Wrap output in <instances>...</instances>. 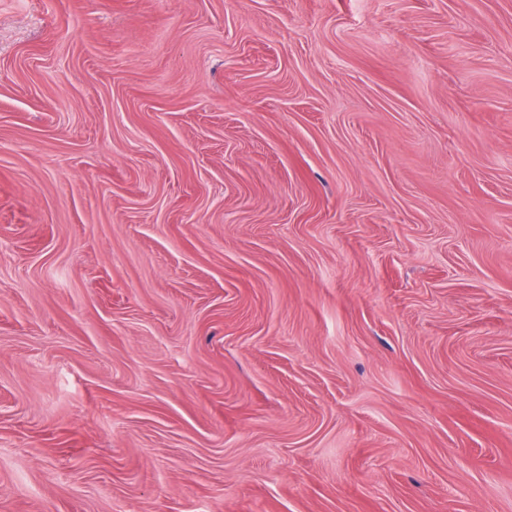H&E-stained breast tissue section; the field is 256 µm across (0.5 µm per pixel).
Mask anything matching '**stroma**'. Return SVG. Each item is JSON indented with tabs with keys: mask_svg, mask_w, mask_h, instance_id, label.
Returning <instances> with one entry per match:
<instances>
[{
	"mask_svg": "<svg viewBox=\"0 0 512 512\" xmlns=\"http://www.w3.org/2000/svg\"><path fill=\"white\" fill-rule=\"evenodd\" d=\"M0 512H512V0H0Z\"/></svg>",
	"mask_w": 512,
	"mask_h": 512,
	"instance_id": "35a3bbf8",
	"label": "stroma"
}]
</instances>
